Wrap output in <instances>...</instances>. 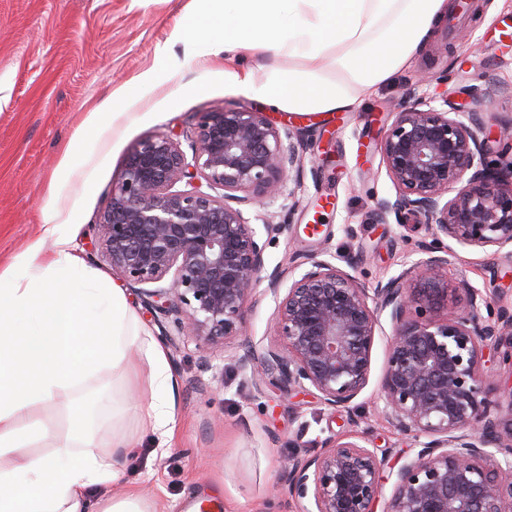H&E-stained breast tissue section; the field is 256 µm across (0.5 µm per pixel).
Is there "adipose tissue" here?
I'll use <instances>...</instances> for the list:
<instances>
[{
    "label": "adipose tissue",
    "instance_id": "adipose-tissue-1",
    "mask_svg": "<svg viewBox=\"0 0 512 512\" xmlns=\"http://www.w3.org/2000/svg\"><path fill=\"white\" fill-rule=\"evenodd\" d=\"M225 88L288 112L353 109L401 72L450 0H213ZM262 58L259 69L241 67ZM55 248L30 247L0 272V512H153L139 496L95 498L116 482L115 458L134 446L113 433L101 442L83 420L84 394L104 372L124 388L147 381L138 427L159 446L172 437L177 380L164 346L137 320L121 289L70 246L59 225ZM138 346L140 363L127 359ZM65 409V424L38 418Z\"/></svg>",
    "mask_w": 512,
    "mask_h": 512
}]
</instances>
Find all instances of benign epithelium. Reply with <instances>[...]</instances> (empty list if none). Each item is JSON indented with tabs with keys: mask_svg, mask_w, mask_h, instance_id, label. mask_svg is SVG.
Here are the masks:
<instances>
[{
	"mask_svg": "<svg viewBox=\"0 0 512 512\" xmlns=\"http://www.w3.org/2000/svg\"><path fill=\"white\" fill-rule=\"evenodd\" d=\"M446 105L419 98L396 108L381 141L396 197L376 202L379 219L421 221L433 239L418 242L419 258L373 288L327 249L286 270L266 269L265 251L286 225L267 217L255 224L251 213L295 199L303 141L243 107L199 113L190 155L167 134L140 141L99 231L112 270L139 291L167 339L219 345L242 335L248 303L265 285L279 299L282 345L253 347L236 362L252 367V385L313 388L351 421V403L369 381L378 314L389 311L381 393L414 455L397 472L387 512H512V413L500 414L486 366L494 354L512 367V309L493 312L488 288L449 282L445 271L459 255L443 243L512 258V164L489 160L480 113L459 118ZM181 182L185 189H175ZM287 274L293 280L282 295ZM461 297L465 312L442 315ZM364 442V431L352 441L327 437L318 455L288 458V494L309 503L301 512H374L382 463Z\"/></svg>",
	"mask_w": 512,
	"mask_h": 512,
	"instance_id": "1",
	"label": "benign epithelium"
}]
</instances>
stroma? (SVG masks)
Wrapping results in <instances>:
<instances>
[{"label":"stroma","mask_w":512,"mask_h":512,"mask_svg":"<svg viewBox=\"0 0 512 512\" xmlns=\"http://www.w3.org/2000/svg\"><path fill=\"white\" fill-rule=\"evenodd\" d=\"M210 18L202 0H0V269L33 242L54 249L47 224L66 225L95 268L120 283L98 240V223L112 186L132 149L144 138H181L200 112L259 101L224 87L223 56H196L188 37ZM500 86L503 94L480 107L488 131L512 120V0H472L434 27L409 68L378 87L360 106L343 112L295 113L268 109L280 126L304 142L298 204L279 200L270 211L285 226L265 251V265L290 266L293 256L330 250L336 264L367 285L388 279L415 259L425 224L379 223L375 202L395 188L386 174L380 141L397 104L421 95L469 108L473 87ZM448 279L489 287L512 302V259L488 258L463 248ZM277 302L257 291L243 335L211 346L192 336L165 343L178 381L175 428L169 447L139 432L146 391L125 394L105 373L86 399L104 431L134 435L129 456L117 459L120 478L108 496L134 491L154 512H300L287 493L283 458H309L322 440L367 432L382 459L386 512L399 467L413 440L385 414L380 384L393 328L381 314L369 383L354 400L356 421L321 403L312 391L285 392L245 382L236 356L278 341ZM127 409L112 422V400Z\"/></svg>","instance_id":"35a3bbf8"}]
</instances>
